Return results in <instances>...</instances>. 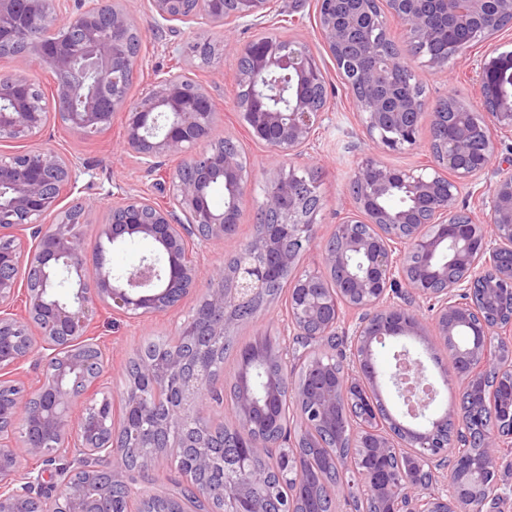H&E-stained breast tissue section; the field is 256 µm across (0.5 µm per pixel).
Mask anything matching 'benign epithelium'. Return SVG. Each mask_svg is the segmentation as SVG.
<instances>
[{"mask_svg":"<svg viewBox=\"0 0 512 512\" xmlns=\"http://www.w3.org/2000/svg\"><path fill=\"white\" fill-rule=\"evenodd\" d=\"M152 25L199 18L224 30L223 50L239 63L238 86L247 96L237 104L241 120L256 140L275 153L299 155L329 112L324 79L307 85L315 58L297 43L273 44L262 38L240 43L237 23L264 24L269 0H148ZM403 25L407 39L430 38L438 19L468 32V42L482 43L512 23V0H317V24L347 93L355 101L365 137L376 148L399 151L417 142L425 106L409 82L411 65L396 48L386 14ZM134 26L129 0H77L68 14L59 0H0V56L13 70L0 76V141L28 140L40 135L50 119L69 125L80 137L107 130L113 115H126L124 147L150 170L161 159L180 155L181 164L168 173L165 201L127 196L112 203L108 218L97 225L98 241L112 244L140 238L157 245L152 257L123 274H115L108 255L90 250L80 227L90 223L96 206L72 197L76 181L73 159L52 149L34 147L0 155V229L30 231V237L0 235V371L15 372L35 354L43 363L42 382L30 395L0 379V403L10 400L14 414L0 417L19 437L15 448H0V512H41L33 492L44 484L41 471L24 472L21 455L55 461L46 443L51 436L68 449L57 467L54 495L59 512H102V505L123 492L129 472L124 456L113 451L108 424L112 394L102 391L99 378L105 364L89 336L91 317L106 306L127 315L146 316L178 304L207 282L205 305L209 318L205 338L224 337L226 314L254 298L268 278L293 272L288 282V329L293 336L318 326L317 339L332 345L342 309L361 315L344 327L340 350L347 376L324 374L322 363L306 358L307 376L323 374L313 387L296 386L293 410L305 438H318L326 428L344 424V413L357 412L352 447L363 459L346 476L355 490L366 492L378 512H493V505L512 492L495 476L512 466L504 449L512 447V172L495 167L492 131L512 133V52L491 51L468 61L482 93L481 107L458 98L429 112L431 127L443 131L432 140V161L399 170L366 158L355 171L349 191L356 210L336 225L322 251L321 267L296 271L304 253L314 246L316 216L322 205L319 184L308 181L307 167L275 169L258 216L271 218L263 234L243 245L238 262L225 270H204L189 249L234 233L239 197L247 188L241 154L232 139L212 138L216 101L208 86L189 69L156 75L148 91L133 100L128 89L142 69L140 45L129 40ZM78 29L74 45L56 37L63 29ZM461 45L450 38L442 51L427 55L433 68L459 59ZM57 76L56 89L46 98L33 73ZM203 145L198 150L196 146ZM492 175L482 205L485 220L466 217L459 209L462 193ZM228 190L222 210L205 206L217 180ZM400 190L406 205L383 207L378 200ZM72 197L61 206L64 197ZM356 224L370 230L357 234ZM94 272L85 274L88 264ZM27 279L16 278L21 267ZM76 275L70 294L51 293L55 271ZM340 272L338 285L324 288L330 274ZM24 296L27 316L14 313ZM435 336H427L426 323ZM40 329L34 345L29 327ZM394 338L417 339L456 347L451 363L440 369L443 383L460 384L459 404L426 414L422 404L413 420L382 418L373 403L382 401L377 358ZM198 343L192 352L172 349L142 363L141 375L152 393L163 395L170 413L150 430L125 425L134 448L147 453L140 463L145 474L156 469L160 448H189V474L212 465L206 413L223 399L215 380L206 379L198 363ZM266 367L296 365L288 344L266 351ZM427 367L418 356L394 369L389 382L402 402H408L402 378H420ZM236 422L251 427L258 400L247 378L239 381ZM83 404L78 420L71 410ZM455 449L448 463L447 448ZM110 460L102 472L93 465ZM240 479L224 486L227 512H261L255 491L263 486L242 459H232Z\"/></svg>","mask_w":512,"mask_h":512,"instance_id":"1","label":"benign epithelium"}]
</instances>
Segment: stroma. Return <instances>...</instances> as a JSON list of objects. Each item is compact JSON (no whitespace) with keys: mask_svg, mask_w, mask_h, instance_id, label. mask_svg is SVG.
<instances>
[{"mask_svg":"<svg viewBox=\"0 0 512 512\" xmlns=\"http://www.w3.org/2000/svg\"><path fill=\"white\" fill-rule=\"evenodd\" d=\"M316 0H273L268 21L262 26H242L236 31L241 42L265 36L303 43L318 61L326 78L329 117L318 129L306 150L302 165L321 174L322 207L316 216L319 241H327L337 224L355 204L345 190L354 170L369 156L381 164L398 169H409L430 158L432 140L428 119H421L417 143L400 152L373 150L359 121L358 109L344 88L336 66L327 53L321 34L315 24ZM133 18L142 32L141 58L143 69L130 89L131 97H139L153 79L155 72L182 65L183 60L173 52L172 36L152 29L147 14L146 0H132ZM411 66L417 80L425 89L427 102L448 94H456L473 106L481 104V90L472 73L463 65L445 69L427 65L424 58L411 57ZM191 67L198 79L210 82L219 78L215 93L218 118L214 138L230 137L240 146L247 161L248 189L239 201V215L233 236L208 245L201 254L204 268L223 265L233 257L241 244L251 239L255 214L264 200L267 180L275 168L291 164L288 156H279L263 144L252 139L240 120L235 100L238 92L235 57L218 54L210 63L192 60ZM125 116L116 113L110 127L102 134L80 137L63 123H50L30 145L48 147L68 155L78 164L75 195L93 199L98 207L86 226L87 240H95L97 226L105 222L112 206V198L127 192L156 195V177L138 164L135 157L124 149ZM22 141H0V154L7 155L25 149ZM197 293L187 294L176 308L148 316L130 318L102 307L94 314L91 334L105 358V371L101 385L105 390H118L125 381L130 357L143 339L150 336L174 335L184 324L197 303ZM287 327V305L279 298L268 309L250 321L234 324L230 333L239 344H246L261 336L283 337Z\"/></svg>","mask_w":512,"mask_h":512,"instance_id":"1","label":"stroma"}]
</instances>
